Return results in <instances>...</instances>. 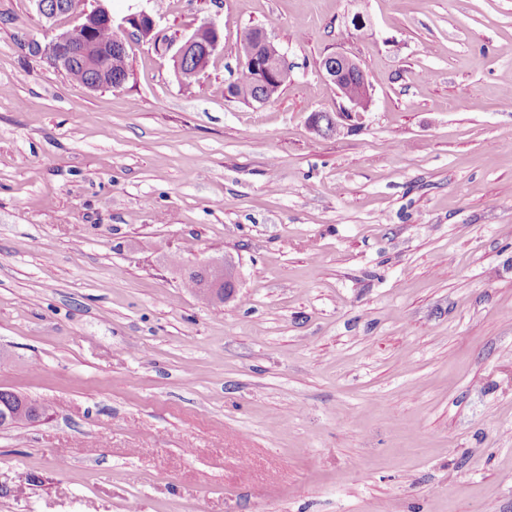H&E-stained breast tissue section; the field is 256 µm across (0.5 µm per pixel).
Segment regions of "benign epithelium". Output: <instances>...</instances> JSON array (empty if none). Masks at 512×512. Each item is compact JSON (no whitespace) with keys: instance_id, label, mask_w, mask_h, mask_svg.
<instances>
[{"instance_id":"benign-epithelium-1","label":"benign epithelium","mask_w":512,"mask_h":512,"mask_svg":"<svg viewBox=\"0 0 512 512\" xmlns=\"http://www.w3.org/2000/svg\"><path fill=\"white\" fill-rule=\"evenodd\" d=\"M39 15L51 21L57 16L66 13L64 0H32ZM97 6L92 10H84L79 19L88 27L92 37L80 45L70 40L69 31L55 36L42 49L51 63L60 70H67L71 65L79 63L89 69L93 75L90 84L92 89L115 88L123 85L127 76L119 71L112 70V56L124 53L125 39L117 38L111 43H104L93 37L95 30L100 26L112 27V16L102 4V0H95ZM123 32L133 34L138 29L147 28L155 30V21L151 15L141 11L128 15L125 19ZM249 35L258 42L257 52L250 57L249 63L256 76V82L265 86L273 81L278 73L286 67L284 54L267 38L264 30L253 29ZM222 38L218 28L213 24H204L193 34L184 39L173 54L177 62L188 59L198 66H203L210 56L221 45ZM323 76L336 86L339 97L347 107L336 113L334 134H339L344 128V121L350 118H360L371 105V87L366 72L361 65L348 54L336 51L326 55L319 63ZM206 266L210 268V294L213 300L227 302L234 296L231 285L235 284L233 269L225 264L209 261Z\"/></svg>"}]
</instances>
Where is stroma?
Instances as JSON below:
<instances>
[{
	"label": "stroma",
	"mask_w": 512,
	"mask_h": 512,
	"mask_svg": "<svg viewBox=\"0 0 512 512\" xmlns=\"http://www.w3.org/2000/svg\"><path fill=\"white\" fill-rule=\"evenodd\" d=\"M105 5L222 46L187 87L127 37L93 90L31 51L77 13L0 0V390L47 409L0 512H512V0ZM255 27L266 104L227 92ZM336 51L372 103L323 137ZM248 34L254 37L258 42V50L252 56L254 45L245 38H243L237 48L236 54L239 66L235 83L239 98L244 101H249L255 92L253 71L256 76L257 84L259 86H266L269 82L274 80L284 67H287L284 54L269 41L263 29H253ZM248 59L252 69L247 63ZM288 79L289 73L287 67L276 81L270 83L264 89L263 93L274 99L275 96L279 94L282 87L288 83ZM203 266L210 268V294L214 301L227 302L234 296L235 290V273L226 264H218L214 261H209ZM224 283V290L221 285ZM233 285L234 288H230ZM234 289V290H231Z\"/></svg>",
	"instance_id": "35a3bbf8"
}]
</instances>
